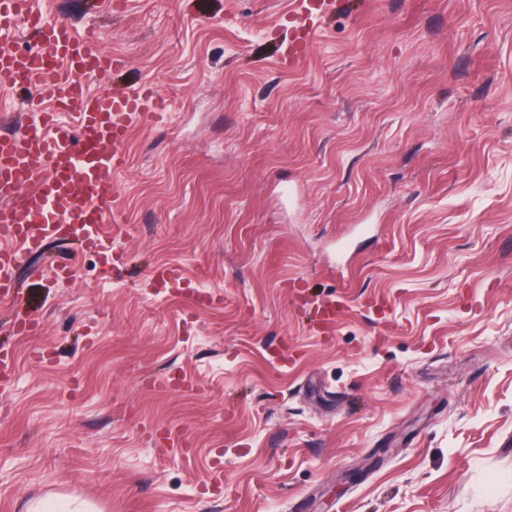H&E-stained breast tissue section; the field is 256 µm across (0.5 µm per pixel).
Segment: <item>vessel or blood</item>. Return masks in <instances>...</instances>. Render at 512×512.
Wrapping results in <instances>:
<instances>
[{"label":"vessel or blood","instance_id":"obj_1","mask_svg":"<svg viewBox=\"0 0 512 512\" xmlns=\"http://www.w3.org/2000/svg\"><path fill=\"white\" fill-rule=\"evenodd\" d=\"M330 0H300L304 16L288 48L305 60L316 18ZM120 57L100 52L97 35L64 20H47L34 0H0V88L24 90L48 108L31 110L10 133L0 134V297L16 280L18 252L50 241H72L98 253L101 272H112V235L120 223L115 175L126 163L133 127L159 108L149 90L94 94L88 83L111 76Z\"/></svg>","mask_w":512,"mask_h":512}]
</instances>
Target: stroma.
<instances>
[{"mask_svg": "<svg viewBox=\"0 0 512 512\" xmlns=\"http://www.w3.org/2000/svg\"><path fill=\"white\" fill-rule=\"evenodd\" d=\"M296 2L38 0L127 60L91 91L167 116L128 141L111 278L18 258L0 512H512V0H351L299 66ZM156 279L159 284L164 288L176 289L186 293L190 302L193 305L207 304L208 306L220 301L216 296H212L210 293L205 291H196L192 293L187 288V281L182 276L179 269L176 268H165L156 273Z\"/></svg>", "mask_w": 512, "mask_h": 512, "instance_id": "stroma-1", "label": "stroma"}]
</instances>
